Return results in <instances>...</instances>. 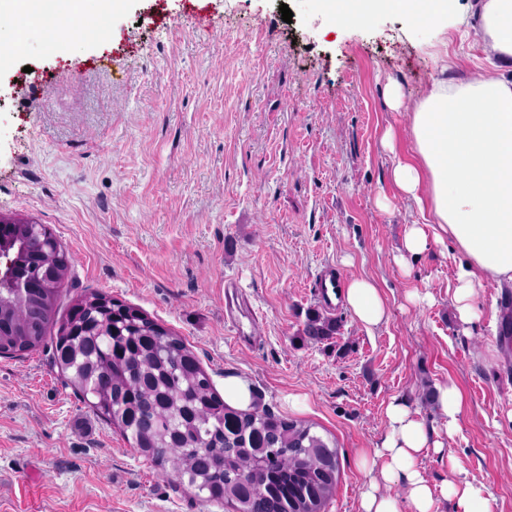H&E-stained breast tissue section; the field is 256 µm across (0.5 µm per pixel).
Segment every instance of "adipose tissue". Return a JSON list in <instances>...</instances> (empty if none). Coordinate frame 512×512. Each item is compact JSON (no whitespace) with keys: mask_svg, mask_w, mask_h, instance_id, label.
Masks as SVG:
<instances>
[{"mask_svg":"<svg viewBox=\"0 0 512 512\" xmlns=\"http://www.w3.org/2000/svg\"><path fill=\"white\" fill-rule=\"evenodd\" d=\"M122 0H0V18L12 24L8 64L21 52L31 25L45 28L50 40L62 34L103 29ZM324 10L343 26L367 23L383 11L404 13L440 36L478 23L484 50L501 60L512 58V0H472L460 12L457 0H323ZM411 160L392 172L400 191L431 216L430 223L407 227L402 255L417 258L432 244L449 242L457 259L452 303L462 335L478 331L476 302L486 285H512V82L492 72L476 80L438 78L431 82L412 112ZM342 298L350 314L366 329L387 322L389 307L377 285L363 277L345 281ZM455 382L436 388L444 417L443 431L426 428L402 400L386 408L387 432L362 467L379 459V475L359 492V512H435L438 498L451 501L453 512H491L485 483L446 480L432 487L416 467L424 449L440 454L444 436L454 435L461 413ZM397 485L405 501L385 494Z\"/></svg>","mask_w":512,"mask_h":512,"instance_id":"ef3b65f1","label":"adipose tissue"}]
</instances>
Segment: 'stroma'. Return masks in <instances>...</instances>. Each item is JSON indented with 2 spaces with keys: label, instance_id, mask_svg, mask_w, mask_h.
Wrapping results in <instances>:
<instances>
[{
  "label": "stroma",
  "instance_id": "35a3bbf8",
  "mask_svg": "<svg viewBox=\"0 0 512 512\" xmlns=\"http://www.w3.org/2000/svg\"><path fill=\"white\" fill-rule=\"evenodd\" d=\"M435 43L401 14L338 26L321 0H123L98 36L53 43L30 26L0 71V214L43 224L73 256L60 315L91 293L137 307L216 391L240 375L276 413L315 424L340 461L326 512H358V454L380 442L387 404L442 429L417 394L449 380L459 429L416 463L435 486L452 467L485 482L494 512H512V288L487 286L479 335L459 336L447 246L397 263L407 226L429 221L392 170L412 153L409 106L439 74ZM448 53L454 78L493 67L471 27ZM392 82L404 108L386 103ZM329 267L372 279L388 321L369 332L344 305L324 309L315 283ZM229 279L256 313L252 342L225 320ZM322 309L339 335L300 342ZM0 512L231 510L160 477L41 347L0 357Z\"/></svg>",
  "mask_w": 512,
  "mask_h": 512
}]
</instances>
